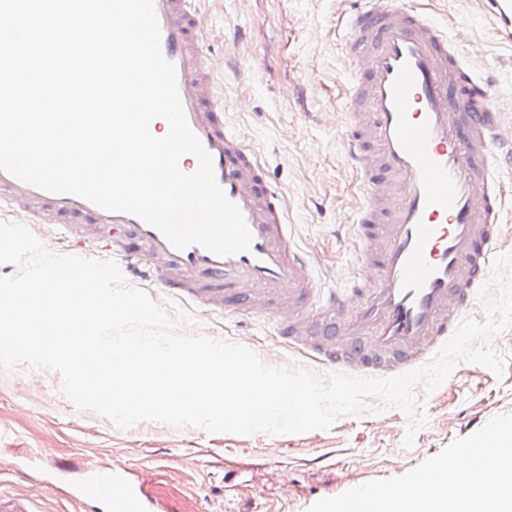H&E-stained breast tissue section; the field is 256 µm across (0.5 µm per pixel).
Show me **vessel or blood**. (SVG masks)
Listing matches in <instances>:
<instances>
[{
  "mask_svg": "<svg viewBox=\"0 0 512 512\" xmlns=\"http://www.w3.org/2000/svg\"><path fill=\"white\" fill-rule=\"evenodd\" d=\"M164 55L176 67L187 120L216 180L241 210L250 251L219 258L173 248L137 217L53 194L0 171V205L65 244L116 260L126 279H152L203 312L273 318L277 332L325 366L390 377L431 359L488 279L505 209L502 170L512 136L455 39L410 0H357L345 23L348 96L340 114L347 167L364 186L355 213L356 270L321 288L293 241L283 194L238 128L224 119L223 56L204 48L208 15L193 0H154ZM512 40V0H483ZM75 495L88 512H154L151 469L129 477L89 462Z\"/></svg>",
  "mask_w": 512,
  "mask_h": 512,
  "instance_id": "1",
  "label": "vessel or blood"
}]
</instances>
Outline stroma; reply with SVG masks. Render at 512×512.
<instances>
[{
  "label": "stroma",
  "instance_id": "obj_1",
  "mask_svg": "<svg viewBox=\"0 0 512 512\" xmlns=\"http://www.w3.org/2000/svg\"><path fill=\"white\" fill-rule=\"evenodd\" d=\"M463 52L479 49L473 68L491 78L493 104L512 112V42L502 36L479 0H422ZM356 0H198L212 25L206 48L236 65L218 81L224 117L260 156L268 179L288 199L293 238L314 258L321 287L349 276L357 240L352 219L359 196L345 169L335 116L347 69L338 30ZM246 31L231 42L232 28ZM297 86L296 101L279 88ZM248 111H239L240 99ZM189 334L237 341L271 367L304 365L320 378L328 367L278 336L271 318L240 320L234 312L194 319ZM62 378L45 380L22 368L0 371V491L31 499L37 512H82L62 488L42 482L16 459L43 448L77 476L93 457L137 474L149 467V494L160 512H308L315 502L366 482L403 475L454 439L477 431L492 417L512 413V367L496 376L474 363L459 364L432 394L416 388L428 417L412 448L402 446L407 419L397 410L344 416L332 428L301 435L210 434L141 422L123 430L102 416L77 410L62 393Z\"/></svg>",
  "mask_w": 512,
  "mask_h": 512
}]
</instances>
